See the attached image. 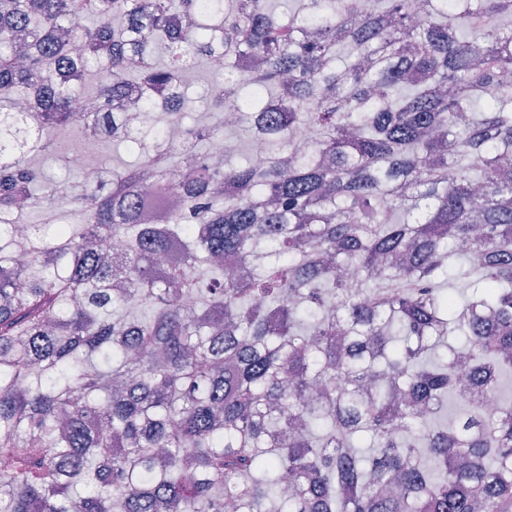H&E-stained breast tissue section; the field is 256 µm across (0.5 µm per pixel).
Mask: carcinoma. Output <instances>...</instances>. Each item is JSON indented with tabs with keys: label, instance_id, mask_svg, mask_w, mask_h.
<instances>
[{
	"label": "carcinoma",
	"instance_id": "obj_1",
	"mask_svg": "<svg viewBox=\"0 0 512 512\" xmlns=\"http://www.w3.org/2000/svg\"><path fill=\"white\" fill-rule=\"evenodd\" d=\"M418 2L0 0V512H512V0ZM86 151L88 152V155H107L109 156L111 162L113 155L114 159H116V155L124 160L130 159L129 152L123 148L118 150L117 153H113L112 148H105L102 145L89 143L86 146ZM88 155L81 149L76 151L72 156V166L82 172L85 183L92 184L97 181L98 174Z\"/></svg>",
	"mask_w": 512,
	"mask_h": 512
}]
</instances>
